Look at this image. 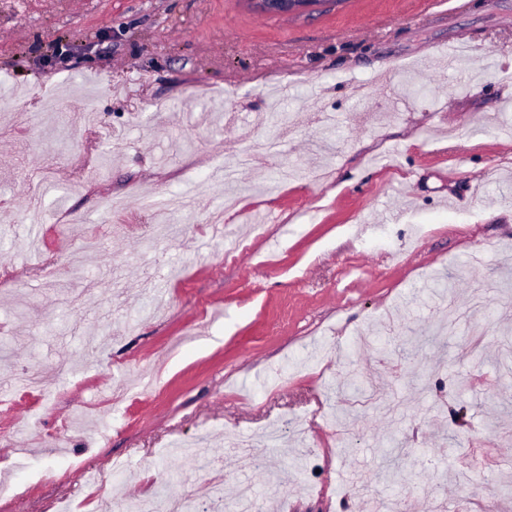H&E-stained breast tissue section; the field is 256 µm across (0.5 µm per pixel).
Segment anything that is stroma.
Segmentation results:
<instances>
[{"instance_id": "stroma-1", "label": "stroma", "mask_w": 512, "mask_h": 512, "mask_svg": "<svg viewBox=\"0 0 512 512\" xmlns=\"http://www.w3.org/2000/svg\"><path fill=\"white\" fill-rule=\"evenodd\" d=\"M0 83V512H512V0H0ZM252 7L263 14L291 15L302 11L315 0H249Z\"/></svg>"}]
</instances>
